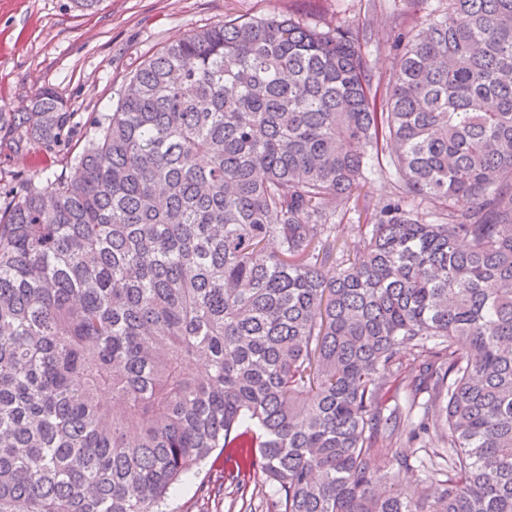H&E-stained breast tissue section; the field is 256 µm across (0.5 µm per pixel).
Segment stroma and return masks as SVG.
Here are the masks:
<instances>
[{
	"label": "stroma",
	"instance_id": "stroma-1",
	"mask_svg": "<svg viewBox=\"0 0 512 512\" xmlns=\"http://www.w3.org/2000/svg\"><path fill=\"white\" fill-rule=\"evenodd\" d=\"M442 7V0H99L85 12L74 0H0V114L22 111L47 88L73 122L54 151L0 148V195L33 172L59 173L93 136V117L115 107L126 80L191 30L274 15L318 29L348 26L359 30L372 82L382 85L396 63L399 32ZM221 481L219 466L202 463L170 491L168 512H271L266 496L242 497L228 488L205 497L204 488Z\"/></svg>",
	"mask_w": 512,
	"mask_h": 512
}]
</instances>
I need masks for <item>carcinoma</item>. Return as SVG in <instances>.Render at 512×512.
Listing matches in <instances>:
<instances>
[{
    "mask_svg": "<svg viewBox=\"0 0 512 512\" xmlns=\"http://www.w3.org/2000/svg\"><path fill=\"white\" fill-rule=\"evenodd\" d=\"M70 123L45 89L0 144ZM94 125L0 204V512H164L217 449L277 512H512V0H448L382 92L348 27L195 29ZM396 186L392 179L382 175H373L364 182L361 196L366 195V201L370 209H379L396 192Z\"/></svg>",
    "mask_w": 512,
    "mask_h": 512,
    "instance_id": "obj_1",
    "label": "carcinoma"
}]
</instances>
